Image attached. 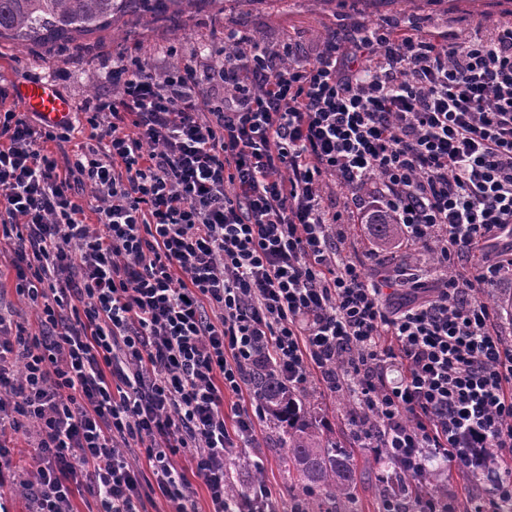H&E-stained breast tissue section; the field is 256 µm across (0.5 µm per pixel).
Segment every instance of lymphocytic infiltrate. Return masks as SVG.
<instances>
[{
  "label": "lymphocytic infiltrate",
  "instance_id": "1",
  "mask_svg": "<svg viewBox=\"0 0 512 512\" xmlns=\"http://www.w3.org/2000/svg\"><path fill=\"white\" fill-rule=\"evenodd\" d=\"M239 42L219 69L119 60L63 163L47 145L72 122L0 108V254L38 321L0 311V499L73 512L82 484L96 512H198L191 472L237 512L226 458L263 416L260 367L371 410L361 447L408 475L440 459L512 499V339L481 297L512 275V23L379 25L312 63ZM328 183L360 219L391 210L434 282L342 258Z\"/></svg>",
  "mask_w": 512,
  "mask_h": 512
}]
</instances>
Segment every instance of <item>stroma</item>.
Returning a JSON list of instances; mask_svg holds the SVG:
<instances>
[{
	"label": "stroma",
	"mask_w": 512,
	"mask_h": 512,
	"mask_svg": "<svg viewBox=\"0 0 512 512\" xmlns=\"http://www.w3.org/2000/svg\"><path fill=\"white\" fill-rule=\"evenodd\" d=\"M383 22L407 26L422 23L445 33L482 26L492 30L512 23V0H329L311 7L308 0H257L250 6L220 8L203 0L176 20L140 23L118 21L127 32L123 40L104 31L80 38L64 48L24 49L11 39L0 40V85L18 103L17 87L42 77L50 80L74 106L96 94L115 93L108 74L118 58L139 59L156 73L192 63L198 68L214 65L224 55L226 30L260 33L267 44H287L296 59L315 61L326 34L336 33L340 42ZM283 449L269 421L256 424V436L248 446L234 449L227 458L233 474L252 478L260 474L272 491L271 512H289L288 472Z\"/></svg>",
	"instance_id": "obj_1"
}]
</instances>
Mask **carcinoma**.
<instances>
[{
	"instance_id": "obj_1",
	"label": "carcinoma",
	"mask_w": 512,
	"mask_h": 512,
	"mask_svg": "<svg viewBox=\"0 0 512 512\" xmlns=\"http://www.w3.org/2000/svg\"><path fill=\"white\" fill-rule=\"evenodd\" d=\"M216 0H0V38L8 35L24 48L74 42V35L109 29L116 19L137 20L178 17L189 7ZM379 245H387L402 234L392 213L369 218ZM256 401L269 422L277 425L278 443L285 449L284 462L293 495L299 500L297 512H356L354 495L357 474L352 464L354 449L336 441L328 424L319 416L318 406L304 390L281 383L271 369L251 375ZM345 412L357 427L375 428L365 411L344 398ZM385 474L375 476L374 486L381 512H415L418 501L431 497L439 512H469L470 502L486 496L483 483L468 478V494L448 509V486L441 474L426 472L428 479L415 481L400 467L384 462Z\"/></svg>"
}]
</instances>
